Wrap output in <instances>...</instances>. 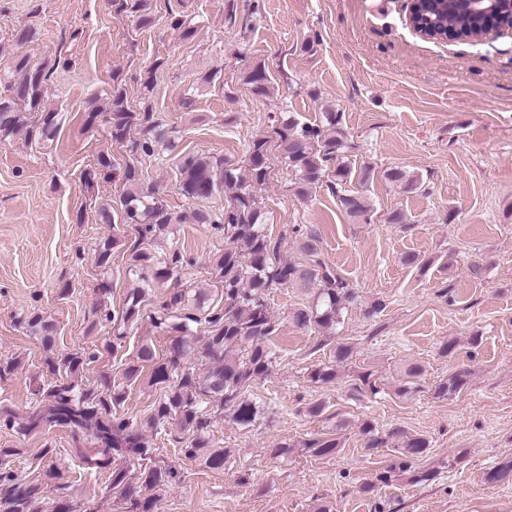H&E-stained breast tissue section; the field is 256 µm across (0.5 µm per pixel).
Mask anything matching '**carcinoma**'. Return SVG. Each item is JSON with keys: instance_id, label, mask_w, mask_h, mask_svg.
<instances>
[{"instance_id": "1", "label": "carcinoma", "mask_w": 512, "mask_h": 512, "mask_svg": "<svg viewBox=\"0 0 512 512\" xmlns=\"http://www.w3.org/2000/svg\"><path fill=\"white\" fill-rule=\"evenodd\" d=\"M116 11L138 16V23L148 25L152 21L146 0H114ZM418 22L430 29L434 39L457 38L461 41H477L484 34L481 19L471 16L452 15L443 8H420ZM52 68L35 64L28 57H16L4 67L6 95H0V140H6L21 132L30 140L43 142L54 139L58 129L59 112L45 100L46 85ZM243 84L251 93L265 97L270 93L271 77L262 63L249 67L243 76ZM112 102L107 121L112 140L127 144L129 160L121 165L108 154L97 158L96 167L86 175V184L103 174L120 176L125 187L119 199V207L107 201L100 205L99 216L104 224L115 222L121 216L123 223L133 224L138 233V244L131 250L134 266L152 260L139 243L152 237V233L165 230L174 223V216L163 199L145 187L142 170L135 160L142 156L152 157L158 147L175 149L173 130L154 117L151 106L137 111L130 108L120 73L112 75ZM319 125L302 124L290 117L275 128L276 149L290 173L291 186L297 195L306 197L310 189L324 181L336 194L345 212L356 219L367 220L369 205L366 197L346 188L353 178L348 137L341 123V116L334 111L322 113ZM270 139L266 136L252 141L243 161L214 159L191 151H180L175 160L180 175L179 190L190 200L205 202L218 193H225L224 209L216 212L199 209L196 222L209 224L224 234V253L217 255L212 264L214 273L224 283V306L220 309H204L206 294L195 296L194 309L204 317L188 311L186 296L173 292L162 310L152 316V324L162 332L174 330L168 348V356L155 361L151 346L145 344L138 351V359L153 364L150 381L163 389L162 398L154 409L149 425L152 429L172 420L179 430L187 434L183 455L198 459L212 470L224 468L230 457L227 448L209 446L210 421L203 405L210 404L230 412L233 421L249 427L261 416L260 406L246 397L250 384L269 376L280 361V354L270 340L275 334V319L268 302L270 290L277 287L316 289L317 302L294 309L293 324L300 330L316 331L323 335L336 332L344 310L356 301L355 292L348 282L321 255V238L306 226L295 224L292 233L299 238L300 250L307 256V263H291L280 258L282 239L273 238L265 227V214L257 191L270 176ZM385 179L412 194L424 189L423 182L398 168H391ZM195 264V258L181 252L171 259L160 261L155 278L166 280L178 269ZM143 294L135 290L122 311L105 312L104 320L112 323V339L124 337L125 324L134 320L140 312ZM205 322L207 335L203 344L206 367L195 370L184 365L194 351L189 331L191 324ZM27 328L41 336L46 349H52L55 339L54 325L42 316L29 317ZM86 353L69 352L46 358L47 373L55 381L35 390L37 404L20 414L7 407L0 411V426L31 432L46 424L67 425L89 432L92 447L80 451V459L88 469L109 470L112 487L120 488L130 498V512H154L155 497L142 496L131 488L125 469L115 465L120 458L132 459L141 465L142 484L147 489H161L179 479L176 468L151 464L156 449L150 446L145 435L132 423L112 412V405L120 401V393L110 390L111 381L103 377L102 388H83L78 378L86 365ZM423 374V367L411 364L405 370V381L397 389L400 395H409L416 389V381ZM314 384H327L336 379V368L319 365L308 373ZM467 383V373L458 370L436 386L435 394L445 397L460 392ZM352 391L377 394L380 388L373 372L362 371ZM315 435L301 443H279L271 456L286 459L302 448L317 457H329L341 447L338 431ZM365 448L373 451L385 446L388 438L379 436L375 426L365 421L359 425ZM400 440L396 456L366 484L363 492L371 494L378 485L386 486L397 478L409 475L410 482L423 483L433 479L432 470H416L412 461L424 456L429 441L420 436H408L397 428L389 438ZM0 486L10 501L11 512H28L37 499L40 486L18 482V476L7 467L0 468Z\"/></svg>"}]
</instances>
